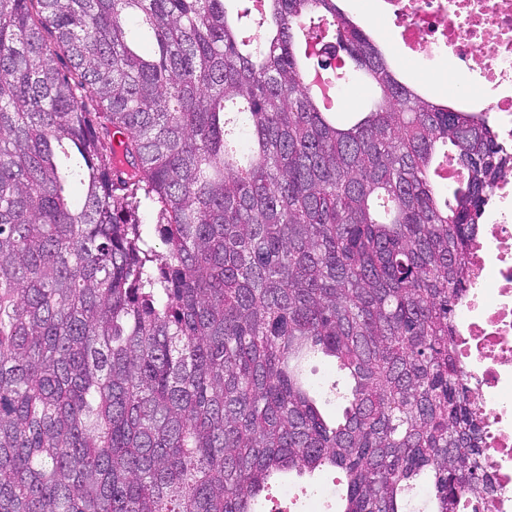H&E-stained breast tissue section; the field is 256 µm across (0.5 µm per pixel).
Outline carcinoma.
<instances>
[{
  "label": "carcinoma",
  "mask_w": 512,
  "mask_h": 512,
  "mask_svg": "<svg viewBox=\"0 0 512 512\" xmlns=\"http://www.w3.org/2000/svg\"><path fill=\"white\" fill-rule=\"evenodd\" d=\"M252 2L0 0V512H257L324 470L339 512L494 493L454 310L512 162L343 0ZM318 34L366 109L308 84ZM371 94V86L366 81L358 79L348 87L339 107L347 112L360 108L368 101ZM302 371L305 377L317 387L328 390L332 389V385L338 384V389H343L342 376L336 371L335 363L329 358L311 355L302 362Z\"/></svg>",
  "instance_id": "cac0c4a2"
}]
</instances>
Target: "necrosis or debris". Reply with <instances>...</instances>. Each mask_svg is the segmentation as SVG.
<instances>
[{"instance_id": "1", "label": "necrosis or debris", "mask_w": 512, "mask_h": 512, "mask_svg": "<svg viewBox=\"0 0 512 512\" xmlns=\"http://www.w3.org/2000/svg\"><path fill=\"white\" fill-rule=\"evenodd\" d=\"M399 46L429 73L448 61V91L486 116L512 157V0H376ZM456 311L458 366L483 431L495 485L458 512H512V172L489 192Z\"/></svg>"}]
</instances>
